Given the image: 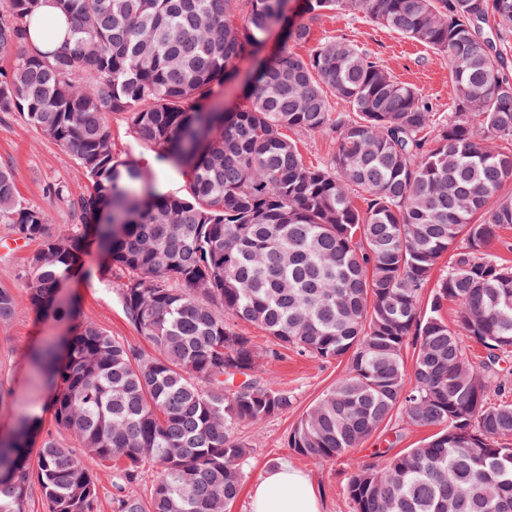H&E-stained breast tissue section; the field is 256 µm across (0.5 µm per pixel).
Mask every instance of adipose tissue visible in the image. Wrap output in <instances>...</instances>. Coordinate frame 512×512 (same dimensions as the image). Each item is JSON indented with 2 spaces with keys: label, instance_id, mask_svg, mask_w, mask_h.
Returning <instances> with one entry per match:
<instances>
[{
  "label": "adipose tissue",
  "instance_id": "1",
  "mask_svg": "<svg viewBox=\"0 0 512 512\" xmlns=\"http://www.w3.org/2000/svg\"><path fill=\"white\" fill-rule=\"evenodd\" d=\"M251 512H320L317 490L303 471L282 462L264 471L250 492Z\"/></svg>",
  "mask_w": 512,
  "mask_h": 512
}]
</instances>
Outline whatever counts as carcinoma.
Segmentation results:
<instances>
[{
  "instance_id": "cac0c4a2",
  "label": "carcinoma",
  "mask_w": 512,
  "mask_h": 512,
  "mask_svg": "<svg viewBox=\"0 0 512 512\" xmlns=\"http://www.w3.org/2000/svg\"><path fill=\"white\" fill-rule=\"evenodd\" d=\"M65 44L43 0L0 4V112L19 113L70 151L89 185H56L79 224L48 231L0 167V221L38 247L23 267L31 304L54 303L77 255L97 240L127 321L148 354L89 323L33 358L55 387L52 415L88 458L115 463L114 512H228L249 445L242 422L288 413V391L254 377L258 360L294 349L346 372L300 419L288 447L334 461L397 415L438 427L422 445L363 464L346 493L354 512H512V0H56ZM352 10L440 54L456 112H434L370 54L328 40L299 56L326 12ZM280 46L234 112L214 88L276 25ZM344 111L332 116L330 98ZM160 149L186 195L153 191L119 156L107 115ZM288 128L327 131L331 162L305 164ZM364 195L358 209L351 192ZM112 223H101L103 212ZM448 259V270L435 272ZM429 295H424L426 288ZM457 305L453 322L442 316ZM16 307L0 289V322ZM241 320L272 341L262 350ZM481 346L480 363L469 344ZM413 350L406 363L407 350ZM243 380L234 384L236 377ZM18 417L0 441V512H24L37 480L49 512H96L92 471L72 448ZM150 462L158 478L130 490Z\"/></svg>"
}]
</instances>
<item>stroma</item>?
<instances>
[{
    "label": "stroma",
    "mask_w": 512,
    "mask_h": 512,
    "mask_svg": "<svg viewBox=\"0 0 512 512\" xmlns=\"http://www.w3.org/2000/svg\"><path fill=\"white\" fill-rule=\"evenodd\" d=\"M338 38L374 54L399 81L413 85L433 99L435 122L446 121L455 110L448 94L449 71L445 61L431 49L388 30L360 13L330 11L311 27L308 42L297 45L299 55H307L318 43ZM117 153L136 159L158 192L181 194L185 183L180 173L161 164L156 146L133 134L122 115H109ZM0 165L8 167L24 204L46 208L51 213V233L68 231L77 219L69 207L50 197L48 190L57 184L87 185L84 169L67 150L47 140L20 115L0 113ZM12 227L0 223V288L12 291L16 301L13 317L0 322V386L8 389L0 405V437H7L15 420L23 414H37L41 433L73 445L70 433L58 427L49 409L51 388L44 373L33 364L34 354L47 342L62 341L73 327L72 311L106 334L122 338L140 348L148 342L127 322L116 293L114 277L105 275L106 257L97 246L87 247L79 257L80 274L65 281L52 307L35 309L19 276L25 256L7 247ZM346 370L345 363H326L285 350L280 359H260L258 380H273L295 397L287 414L257 425L241 424L237 435L246 441L250 454L244 465L246 478L231 512H250L249 493L266 467L288 462L306 472L322 502V512H353L345 492L347 479L360 464L377 459L381 448L401 452L421 444L432 431L405 425L400 418L372 436L363 446L342 458L323 464L296 453L288 446V436L306 411L318 402Z\"/></svg>",
    "instance_id": "obj_1"
}]
</instances>
